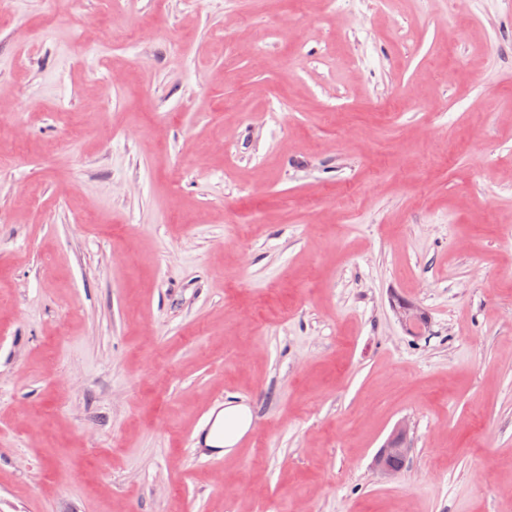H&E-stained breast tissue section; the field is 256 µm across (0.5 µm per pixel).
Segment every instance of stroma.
<instances>
[{
  "instance_id": "35a3bbf8",
  "label": "stroma",
  "mask_w": 512,
  "mask_h": 512,
  "mask_svg": "<svg viewBox=\"0 0 512 512\" xmlns=\"http://www.w3.org/2000/svg\"><path fill=\"white\" fill-rule=\"evenodd\" d=\"M44 11L0 0V512H512V0ZM224 420V451L230 452L239 440L247 433L251 423L250 409L243 404L224 406L217 414V421ZM406 432V425H399L382 446L375 461L382 474L392 477L401 471L409 450L405 442Z\"/></svg>"
}]
</instances>
